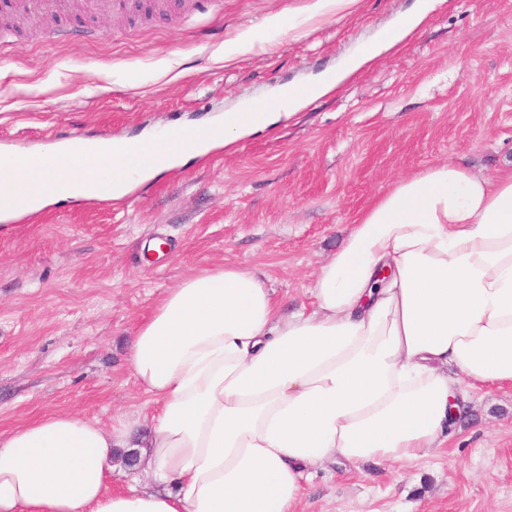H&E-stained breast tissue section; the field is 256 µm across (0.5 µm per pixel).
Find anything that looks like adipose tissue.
Wrapping results in <instances>:
<instances>
[{
    "label": "adipose tissue",
    "mask_w": 512,
    "mask_h": 512,
    "mask_svg": "<svg viewBox=\"0 0 512 512\" xmlns=\"http://www.w3.org/2000/svg\"><path fill=\"white\" fill-rule=\"evenodd\" d=\"M337 86L198 125L197 145L129 169L104 151L37 162L51 198L131 183L232 146ZM310 307L282 313L256 272L185 278L136 329L129 366L153 409L112 427L53 414L0 431V512H296L313 467L409 463L449 438L448 402L512 384V169L452 163L396 182L319 267ZM137 451L151 490H112Z\"/></svg>",
    "instance_id": "ef3b65f1"
}]
</instances>
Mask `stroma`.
<instances>
[{
  "label": "stroma",
  "instance_id": "stroma-1",
  "mask_svg": "<svg viewBox=\"0 0 512 512\" xmlns=\"http://www.w3.org/2000/svg\"><path fill=\"white\" fill-rule=\"evenodd\" d=\"M57 0L7 35L0 139H134L336 74L419 0ZM512 167V0H444L392 50L279 123L132 184L109 205L0 223V431L54 413L111 427L149 400L127 361L138 323L187 276L259 273L284 309L401 177L439 162ZM300 512H512V386L474 392L448 442L399 468H313Z\"/></svg>",
  "mask_w": 512,
  "mask_h": 512
}]
</instances>
